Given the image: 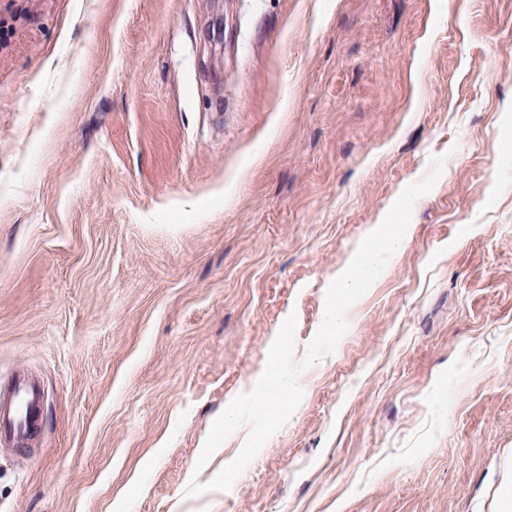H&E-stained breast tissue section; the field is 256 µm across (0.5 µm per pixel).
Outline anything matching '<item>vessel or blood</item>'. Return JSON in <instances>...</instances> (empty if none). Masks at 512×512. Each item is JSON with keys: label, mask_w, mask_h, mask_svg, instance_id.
Returning a JSON list of instances; mask_svg holds the SVG:
<instances>
[{"label": "vessel or blood", "mask_w": 512, "mask_h": 512, "mask_svg": "<svg viewBox=\"0 0 512 512\" xmlns=\"http://www.w3.org/2000/svg\"><path fill=\"white\" fill-rule=\"evenodd\" d=\"M43 395L38 379L20 374L6 391H0V435L24 443L37 429Z\"/></svg>", "instance_id": "obj_1"}]
</instances>
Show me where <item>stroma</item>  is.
I'll use <instances>...</instances> for the list:
<instances>
[{
  "label": "stroma",
  "mask_w": 512,
  "mask_h": 512,
  "mask_svg": "<svg viewBox=\"0 0 512 512\" xmlns=\"http://www.w3.org/2000/svg\"><path fill=\"white\" fill-rule=\"evenodd\" d=\"M495 70H481L483 60ZM443 157L434 174L432 157ZM401 250L229 491L197 460L404 189ZM0 512H499L512 0H0ZM40 381L18 374L8 390H0V438L8 434L21 444L32 437L42 413Z\"/></svg>",
  "instance_id": "1"
}]
</instances>
